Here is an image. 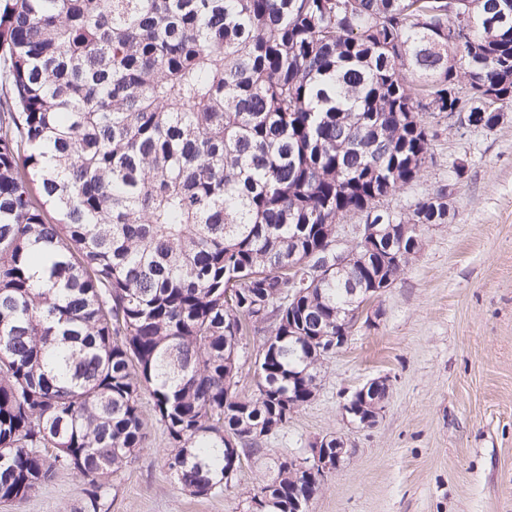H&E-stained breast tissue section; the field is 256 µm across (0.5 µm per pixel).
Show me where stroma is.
Listing matches in <instances>:
<instances>
[{
    "label": "stroma",
    "instance_id": "obj_1",
    "mask_svg": "<svg viewBox=\"0 0 512 512\" xmlns=\"http://www.w3.org/2000/svg\"><path fill=\"white\" fill-rule=\"evenodd\" d=\"M435 159L417 183L389 197L398 210L449 185V219L324 361L318 391L269 436L270 456L307 455L316 439L341 436L346 454L310 512H512V103L493 129L437 128ZM464 162L456 179L453 166ZM388 384L368 428L341 407L375 378ZM143 448L104 498L105 512H242L245 489L268 471L243 461L236 487L182 491L163 465L167 435L142 394ZM87 479L70 470L0 512H82Z\"/></svg>",
    "mask_w": 512,
    "mask_h": 512
}]
</instances>
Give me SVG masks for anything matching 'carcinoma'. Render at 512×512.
I'll use <instances>...</instances> for the list:
<instances>
[{"mask_svg":"<svg viewBox=\"0 0 512 512\" xmlns=\"http://www.w3.org/2000/svg\"><path fill=\"white\" fill-rule=\"evenodd\" d=\"M457 10L461 48L448 0H0L1 502L72 470L102 512L145 391L180 489L221 492L228 444L263 452L315 397L316 337L351 334L423 234L397 263L360 250L315 280L305 260L354 216L448 223L446 185L384 201L434 161L448 90L482 128L512 102V0ZM274 466L247 501L314 499Z\"/></svg>","mask_w":512,"mask_h":512,"instance_id":"obj_1","label":"carcinoma"}]
</instances>
